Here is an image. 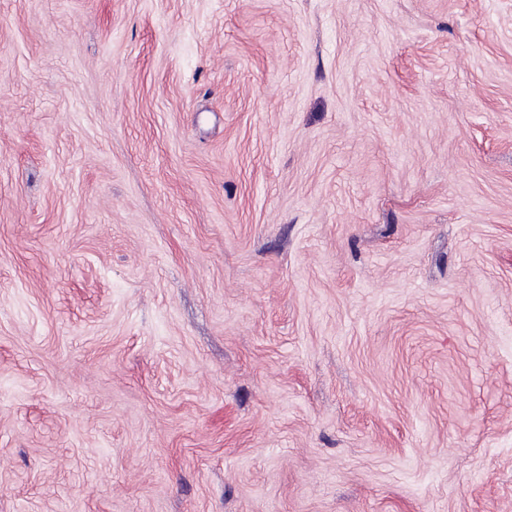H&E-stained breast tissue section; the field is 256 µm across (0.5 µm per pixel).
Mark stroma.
<instances>
[{"label":"stroma","mask_w":512,"mask_h":512,"mask_svg":"<svg viewBox=\"0 0 512 512\" xmlns=\"http://www.w3.org/2000/svg\"><path fill=\"white\" fill-rule=\"evenodd\" d=\"M0 512H512V0H0Z\"/></svg>","instance_id":"obj_1"}]
</instances>
